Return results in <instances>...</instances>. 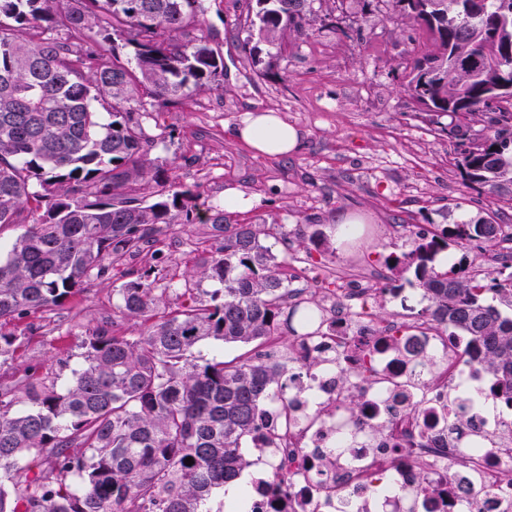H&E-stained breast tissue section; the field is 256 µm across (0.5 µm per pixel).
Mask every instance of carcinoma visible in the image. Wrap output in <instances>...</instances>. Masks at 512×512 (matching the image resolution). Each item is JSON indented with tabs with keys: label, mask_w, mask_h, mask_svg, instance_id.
<instances>
[{
	"label": "carcinoma",
	"mask_w": 512,
	"mask_h": 512,
	"mask_svg": "<svg viewBox=\"0 0 512 512\" xmlns=\"http://www.w3.org/2000/svg\"><path fill=\"white\" fill-rule=\"evenodd\" d=\"M425 28L430 47L413 62L408 89L420 110L474 118L512 83V0H384ZM308 0H253L249 55L296 30ZM204 0H0V358L16 352L3 328L61 308L90 281L110 282L116 263L156 241L161 225L192 224L196 195L172 188L149 159L147 121L212 90L224 59L205 36ZM128 34L133 57L115 37ZM153 101V110L142 98ZM112 99V111L94 102ZM495 131L457 161L464 183L512 185V139ZM216 248L161 288L149 266L117 289V316L140 322L135 339L97 326L82 366L65 385L26 368L0 391V512H211L213 494L239 479L260 408L285 395L287 364L273 347L282 328H315L313 311L286 310L288 266L276 261L265 224L224 223L206 208ZM479 217L437 227L400 261L432 302L431 316L469 337L497 394L512 402V272L477 279L439 253L502 237ZM204 281L219 284L198 299ZM173 291L181 303L169 305ZM244 351L197 358L208 340ZM24 401L27 408L14 406ZM191 457L194 464H185Z\"/></svg>",
	"instance_id": "obj_1"
}]
</instances>
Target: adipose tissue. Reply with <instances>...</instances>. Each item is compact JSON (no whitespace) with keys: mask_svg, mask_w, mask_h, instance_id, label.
I'll list each match as a JSON object with an SVG mask.
<instances>
[{"mask_svg":"<svg viewBox=\"0 0 512 512\" xmlns=\"http://www.w3.org/2000/svg\"><path fill=\"white\" fill-rule=\"evenodd\" d=\"M236 135L256 152L269 156L293 153L303 138L296 126L271 110L246 113Z\"/></svg>","mask_w":512,"mask_h":512,"instance_id":"ef3b65f1","label":"adipose tissue"}]
</instances>
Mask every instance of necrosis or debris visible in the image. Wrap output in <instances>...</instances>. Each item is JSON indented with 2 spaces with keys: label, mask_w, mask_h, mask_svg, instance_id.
I'll list each match as a JSON object with an SVG mask.
<instances>
[{
  "label": "necrosis or debris",
  "mask_w": 512,
  "mask_h": 512,
  "mask_svg": "<svg viewBox=\"0 0 512 512\" xmlns=\"http://www.w3.org/2000/svg\"><path fill=\"white\" fill-rule=\"evenodd\" d=\"M316 278L321 330L296 337L287 395L264 403L250 441L252 512H512L501 482L512 465V406L487 414L463 391L466 382L488 396L494 388L477 359L460 358L466 337L422 311L373 316V281L339 288L328 269ZM410 340L424 362L408 357ZM315 356L320 369L303 371ZM349 389L362 405L354 415L343 404ZM461 414L476 447L466 455L453 429ZM277 474L286 486H274Z\"/></svg>",
  "instance_id": "obj_1"
}]
</instances>
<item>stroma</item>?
Listing matches in <instances>:
<instances>
[{
    "mask_svg": "<svg viewBox=\"0 0 512 512\" xmlns=\"http://www.w3.org/2000/svg\"><path fill=\"white\" fill-rule=\"evenodd\" d=\"M207 32L224 57V74L211 91L194 96L146 123L150 157L179 190L199 204L220 206L236 188L258 200L227 223L267 224V242L289 273L301 266L362 269L381 279L385 311L400 310L393 287L416 288L412 273L390 271L386 260L412 251L421 232L460 218H494L512 232V193L487 194L465 186L455 166L463 146L486 132V121L423 119L408 89L410 64L428 35L379 0H312L301 32L254 64L240 26L244 0H207ZM272 109L300 128L299 149L285 157L251 150L233 135L245 112ZM362 219L355 242L337 247L330 235L338 214ZM319 225L326 243L308 250L298 232ZM160 276L181 273L215 241L206 224H177L156 244ZM113 284L90 282L49 318L33 316L13 327L20 346L0 364V386L15 384L27 366L66 383L83 362L89 329L111 325Z\"/></svg>",
    "mask_w": 512,
    "mask_h": 512,
    "instance_id": "1",
    "label": "stroma"
}]
</instances>
